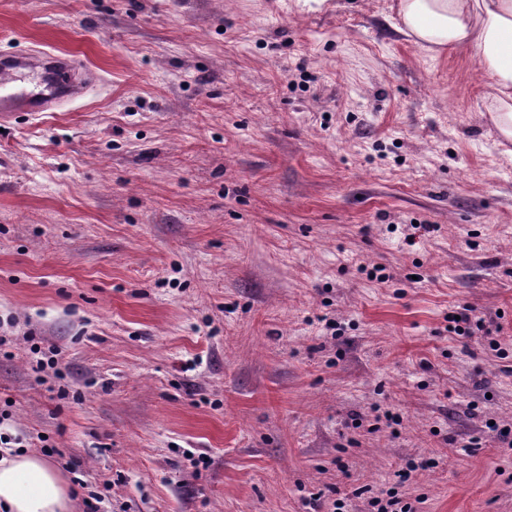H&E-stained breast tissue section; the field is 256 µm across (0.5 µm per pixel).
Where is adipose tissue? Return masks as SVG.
Returning a JSON list of instances; mask_svg holds the SVG:
<instances>
[{
    "label": "adipose tissue",
    "instance_id": "ef3b65f1",
    "mask_svg": "<svg viewBox=\"0 0 512 512\" xmlns=\"http://www.w3.org/2000/svg\"><path fill=\"white\" fill-rule=\"evenodd\" d=\"M402 34L431 56L453 48L475 55L487 80L486 110L512 141V0H398ZM70 496L46 458L0 455V512H68Z\"/></svg>",
    "mask_w": 512,
    "mask_h": 512
}]
</instances>
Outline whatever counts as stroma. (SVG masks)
<instances>
[{
    "instance_id": "stroma-1",
    "label": "stroma",
    "mask_w": 512,
    "mask_h": 512,
    "mask_svg": "<svg viewBox=\"0 0 512 512\" xmlns=\"http://www.w3.org/2000/svg\"><path fill=\"white\" fill-rule=\"evenodd\" d=\"M396 8L0 0L88 86L0 127V437L72 512H512V143ZM464 312H456L454 315H451L448 317V322L450 325H448V331L453 332L454 334L458 336H472L474 332V327L477 330H482L483 323L481 319H476L473 317L470 313L473 310L464 308ZM455 315L460 316L459 320H456Z\"/></svg>"
}]
</instances>
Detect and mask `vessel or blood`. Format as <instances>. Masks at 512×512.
Returning <instances> with one entry per match:
<instances>
[{"instance_id":"1","label":"vessel or blood","mask_w":512,"mask_h":512,"mask_svg":"<svg viewBox=\"0 0 512 512\" xmlns=\"http://www.w3.org/2000/svg\"><path fill=\"white\" fill-rule=\"evenodd\" d=\"M24 58L0 57V120L4 121L18 112H45L53 103L71 96L70 77L80 67L76 56L57 57L53 67L55 86L41 89L18 87L19 72L27 66Z\"/></svg>"}]
</instances>
